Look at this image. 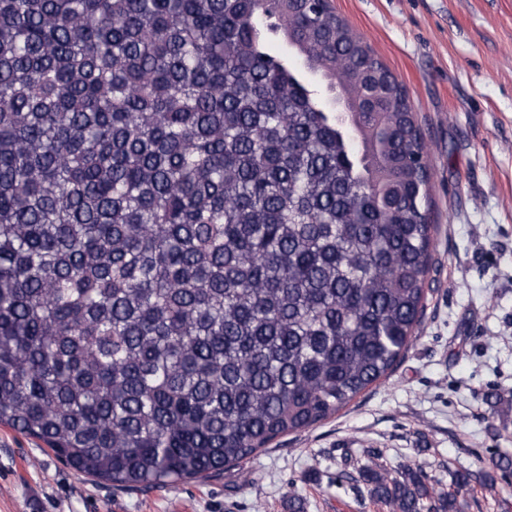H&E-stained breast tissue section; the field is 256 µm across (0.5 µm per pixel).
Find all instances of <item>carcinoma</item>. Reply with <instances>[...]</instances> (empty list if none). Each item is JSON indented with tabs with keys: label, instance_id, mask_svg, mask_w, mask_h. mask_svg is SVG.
<instances>
[{
	"label": "carcinoma",
	"instance_id": "carcinoma-1",
	"mask_svg": "<svg viewBox=\"0 0 512 512\" xmlns=\"http://www.w3.org/2000/svg\"><path fill=\"white\" fill-rule=\"evenodd\" d=\"M430 177L328 0H0V426L137 491L338 413L416 340ZM359 478L388 512L471 482Z\"/></svg>",
	"mask_w": 512,
	"mask_h": 512
}]
</instances>
